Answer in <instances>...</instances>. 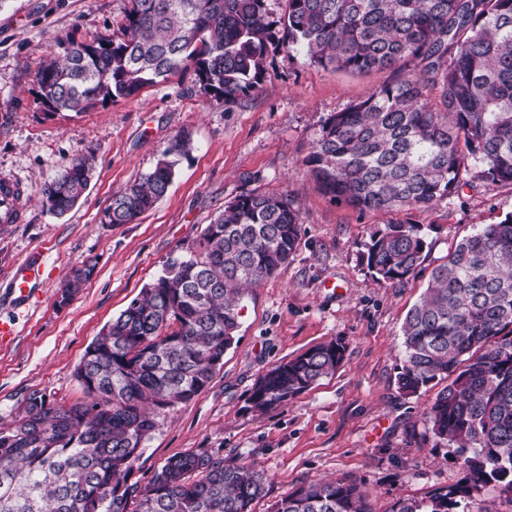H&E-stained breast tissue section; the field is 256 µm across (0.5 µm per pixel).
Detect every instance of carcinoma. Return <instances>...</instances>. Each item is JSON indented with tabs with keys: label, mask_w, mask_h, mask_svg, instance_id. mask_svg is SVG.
<instances>
[{
	"label": "carcinoma",
	"mask_w": 512,
	"mask_h": 512,
	"mask_svg": "<svg viewBox=\"0 0 512 512\" xmlns=\"http://www.w3.org/2000/svg\"><path fill=\"white\" fill-rule=\"evenodd\" d=\"M350 74L390 70L385 83L319 124L304 159L324 194L360 211L423 208L455 193L476 170L512 184V0H130L119 32L70 41L41 65L45 112H86L137 96L191 67L226 103L256 93L270 48ZM190 139L179 134L140 182L112 199L102 223L132 224L168 192ZM94 163L74 157L43 189L56 216L86 193ZM301 224L283 195L249 192L224 206L198 248L162 273L86 348L77 378L89 400L69 407L41 391L24 415L0 424V512H253L265 479L250 466L188 451L133 480L158 419L211 382L234 343L248 287L288 263ZM418 224H386L364 253L368 270L395 286L423 262ZM61 288L58 305L95 275ZM400 391L445 386L424 412L455 447L464 483L392 512H455L496 484L512 497V214L483 224L448 251L402 325ZM345 346L330 341L258 376L250 396L275 409L335 373ZM270 512H372L344 479L299 487Z\"/></svg>",
	"instance_id": "1"
}]
</instances>
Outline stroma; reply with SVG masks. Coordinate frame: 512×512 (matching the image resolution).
<instances>
[{
  "label": "stroma",
  "instance_id": "stroma-1",
  "mask_svg": "<svg viewBox=\"0 0 512 512\" xmlns=\"http://www.w3.org/2000/svg\"><path fill=\"white\" fill-rule=\"evenodd\" d=\"M129 0H5L0 6V174L28 191L27 220L0 224V292L16 267L45 250L47 277L28 308L0 305L17 335L0 346V424L10 423L35 390L69 406L84 401L76 369L102 328L161 273L168 257L198 243L227 202L248 192L288 196L301 224L287 264L243 299L240 325L210 384L178 404L148 440L138 477L166 460L205 451L263 473L266 495L255 512L296 488L327 479L356 484L373 512L420 500L464 477L453 448L437 441L424 410L438 390L407 397L397 385L401 327L431 270L478 225L512 213V185L476 177L429 208L359 211L325 195L303 159L320 122L378 86L389 71L363 75L310 64L271 49L258 95L224 103L193 70L169 75L137 96L81 114L48 115L37 100V72L68 40L115 32ZM193 149L180 158L167 195L135 223L103 224L114 193L151 171L178 134ZM78 154L94 156L91 184L63 216L42 204L45 183ZM421 225L426 258L398 286L378 280L363 255L384 225ZM91 261L96 274L58 306L72 270ZM346 352L335 374L266 413L249 403L257 377L322 343Z\"/></svg>",
  "mask_w": 512,
  "mask_h": 512
}]
</instances>
